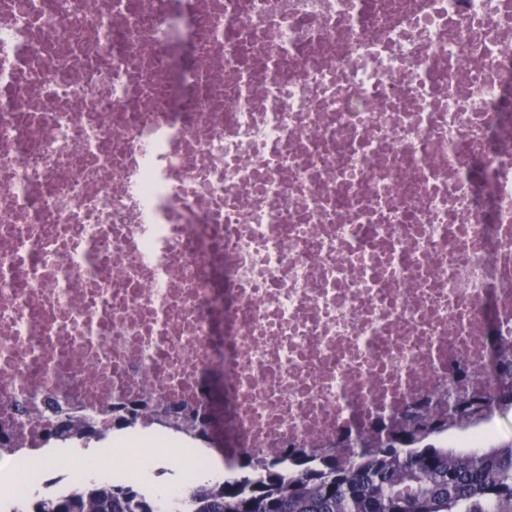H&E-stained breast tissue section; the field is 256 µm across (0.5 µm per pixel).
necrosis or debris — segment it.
I'll return each mask as SVG.
<instances>
[{
	"label": "necrosis or debris",
	"instance_id": "obj_1",
	"mask_svg": "<svg viewBox=\"0 0 512 512\" xmlns=\"http://www.w3.org/2000/svg\"><path fill=\"white\" fill-rule=\"evenodd\" d=\"M492 325L512 0H0V512L143 469L186 512L173 457L233 471L164 408L284 472L483 371Z\"/></svg>",
	"mask_w": 512,
	"mask_h": 512
}]
</instances>
